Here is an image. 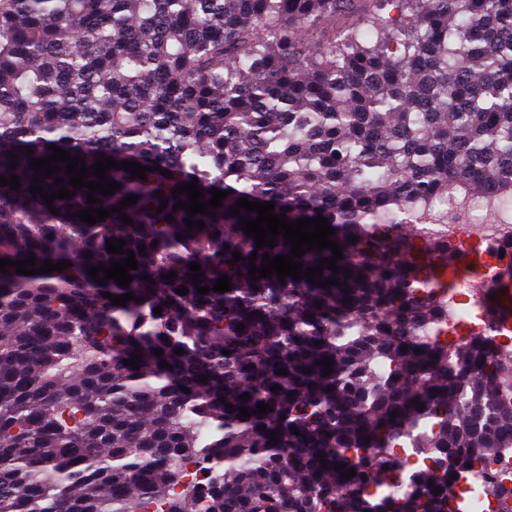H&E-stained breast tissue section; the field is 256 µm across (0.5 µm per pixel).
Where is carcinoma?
Here are the masks:
<instances>
[{
    "instance_id": "cac0c4a2",
    "label": "carcinoma",
    "mask_w": 512,
    "mask_h": 512,
    "mask_svg": "<svg viewBox=\"0 0 512 512\" xmlns=\"http://www.w3.org/2000/svg\"><path fill=\"white\" fill-rule=\"evenodd\" d=\"M52 144L88 169L105 154L155 171L112 168L114 194L90 205L81 188L55 216L28 191L31 158ZM12 173L0 259L71 267L0 272V512H460L478 452L512 444V405L496 397L512 358L492 337L411 346L418 326L448 320V243L406 231L448 223L435 202L449 196L512 222V0H0ZM195 179L206 202L227 192L191 217L201 229L176 209L188 194H172ZM131 195L130 225L76 218ZM240 198L293 222L323 215L342 259L320 281L342 286L252 279V252L259 268L291 246L256 249L240 218L258 214L229 212ZM120 238L134 280L99 284L86 267L125 261L106 250ZM224 275L231 290L212 291ZM400 436L431 465L396 497Z\"/></svg>"
}]
</instances>
